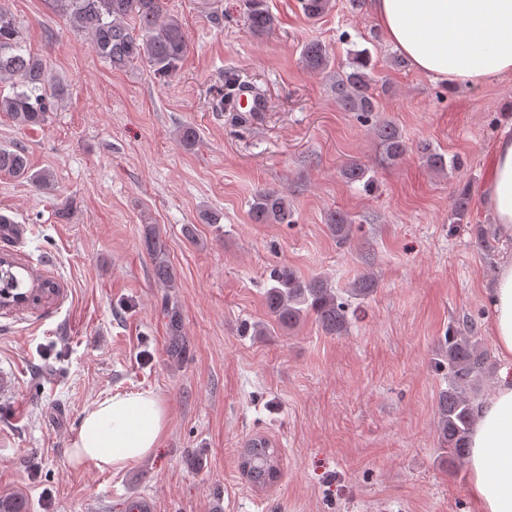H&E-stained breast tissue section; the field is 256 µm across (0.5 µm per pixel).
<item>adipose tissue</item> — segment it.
I'll return each instance as SVG.
<instances>
[{
	"label": "adipose tissue",
	"mask_w": 512,
	"mask_h": 512,
	"mask_svg": "<svg viewBox=\"0 0 512 512\" xmlns=\"http://www.w3.org/2000/svg\"><path fill=\"white\" fill-rule=\"evenodd\" d=\"M389 44L417 71L448 88L512 75V0H369ZM482 201L503 235L512 237V123L492 153ZM491 330L512 364V258L498 267L488 293ZM167 423L151 392L115 394L86 411L71 460L121 469L158 448ZM468 492L476 512H512V371L481 404L471 431Z\"/></svg>",
	"instance_id": "adipose-tissue-1"
}]
</instances>
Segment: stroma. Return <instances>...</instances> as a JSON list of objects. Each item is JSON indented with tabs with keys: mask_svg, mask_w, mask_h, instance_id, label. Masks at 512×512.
Returning <instances> with one entry per match:
<instances>
[{
	"mask_svg": "<svg viewBox=\"0 0 512 512\" xmlns=\"http://www.w3.org/2000/svg\"><path fill=\"white\" fill-rule=\"evenodd\" d=\"M267 5L277 26L257 34L242 0H165L189 48L161 80L143 62L101 61L48 0H0L69 89L42 126L20 129L0 114V147L22 145L32 170L54 176L41 190L0 174V213L23 230L0 234V253L60 287L51 303L0 310V374L13 380L0 389V494L21 492L27 512H125L132 497L154 512H475L467 466L439 443L448 374L435 362L449 328L467 324L492 364L480 398L504 366L486 292L512 238L485 252L473 237L490 224L481 189L512 119V76L451 92L395 65L367 6L332 0L310 20L299 0ZM311 41L330 48L325 72L302 58ZM363 49L375 66V117L408 145L395 162L336 102L338 67ZM230 78L256 85L269 112L245 124L219 111ZM185 124L200 133L191 151L177 140ZM425 141L464 167L433 171L418 150ZM353 161L370 169L372 189L342 177ZM464 186L469 215L454 224L452 196ZM263 187L287 190L294 223H252ZM333 210L351 217V241L337 243ZM146 224L159 227L179 278L180 364L166 355ZM282 266L341 293L366 272L379 286L351 301L345 334L327 335L311 317L282 329L264 300ZM140 390L167 412L155 453L121 470L73 466L86 410ZM256 434L282 452L281 476L265 490L238 468Z\"/></svg>",
	"mask_w": 512,
	"mask_h": 512,
	"instance_id": "obj_1",
	"label": "stroma"
}]
</instances>
